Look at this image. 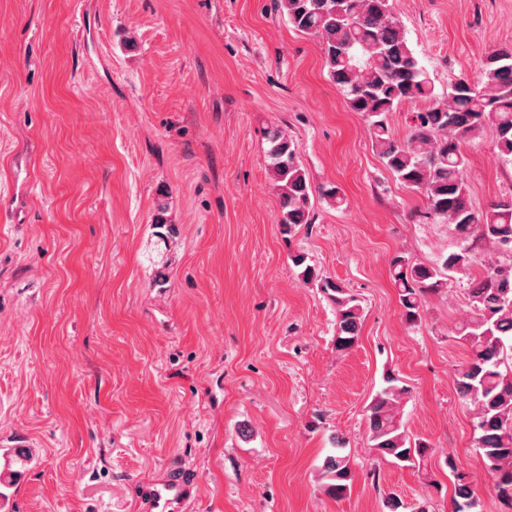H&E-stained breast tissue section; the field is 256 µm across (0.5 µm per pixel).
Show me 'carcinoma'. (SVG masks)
I'll use <instances>...</instances> for the list:
<instances>
[{"instance_id": "cac0c4a2", "label": "carcinoma", "mask_w": 512, "mask_h": 512, "mask_svg": "<svg viewBox=\"0 0 512 512\" xmlns=\"http://www.w3.org/2000/svg\"><path fill=\"white\" fill-rule=\"evenodd\" d=\"M288 23L318 38L324 63L346 105L361 114L373 148L385 168L404 186L423 194L427 214L450 224L467 240L472 234L512 255V195L478 212L468 199L464 144L492 126L501 157L512 163V43L493 49L477 77L435 92L409 46L390 0H280ZM405 104L417 106L409 135L397 137L392 114ZM267 159L280 197L279 224L284 233L310 223L311 187L298 161V145L278 130L268 133ZM306 284L318 288L336 317L334 346L347 351L357 343L363 321L362 301L339 283L323 277L303 252L290 256ZM477 265L475 247L449 253L435 266L397 256L391 277L402 316L418 322L425 296L448 287V281ZM469 311L454 332L467 348L456 369L459 397L474 406L476 447L494 481L497 496L512 503V266H489L471 278ZM385 387L367 405L368 438L373 453L393 463L421 462L430 445L414 439L401 417L410 392L399 376L388 372ZM334 453L319 468L320 489L339 499L351 490V468L343 454L345 440L330 439ZM456 473L454 512H472L475 492Z\"/></svg>"}]
</instances>
